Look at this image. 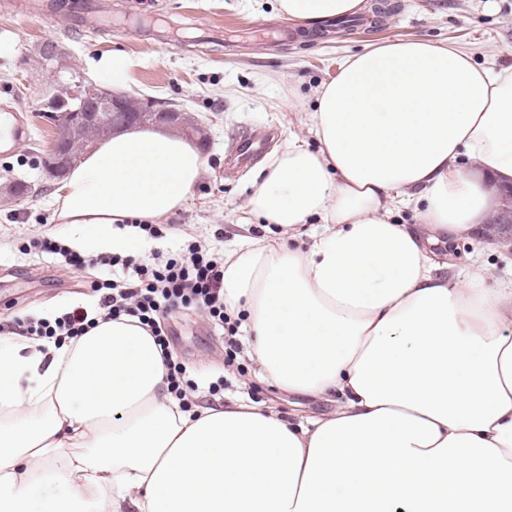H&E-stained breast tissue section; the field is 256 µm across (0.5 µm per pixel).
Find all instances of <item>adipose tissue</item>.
Here are the masks:
<instances>
[{
  "mask_svg": "<svg viewBox=\"0 0 512 512\" xmlns=\"http://www.w3.org/2000/svg\"><path fill=\"white\" fill-rule=\"evenodd\" d=\"M367 0H279L311 29ZM317 141L268 163L249 210L309 244L224 256L256 376L334 399L298 425L244 402L183 411L137 320L62 346L0 336V512H512V281L449 276L435 246L485 229L512 184V67L452 44L368 45L316 91ZM205 171L165 127L94 141L62 223L135 252ZM421 203L419 224L394 221Z\"/></svg>",
  "mask_w": 512,
  "mask_h": 512,
  "instance_id": "obj_1",
  "label": "adipose tissue"
}]
</instances>
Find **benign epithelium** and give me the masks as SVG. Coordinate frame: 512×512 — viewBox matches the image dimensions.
<instances>
[{
	"label": "benign epithelium",
	"instance_id": "obj_1",
	"mask_svg": "<svg viewBox=\"0 0 512 512\" xmlns=\"http://www.w3.org/2000/svg\"><path fill=\"white\" fill-rule=\"evenodd\" d=\"M75 93L68 86H61L50 101V123L53 138L45 161L57 176L64 173L71 161V155L86 146V130L102 125H185L195 124L176 111H146L138 101L119 94H100L95 98H82L76 105H69L68 99ZM502 207L491 220L490 227L496 230L500 243L512 246V187L500 192Z\"/></svg>",
	"mask_w": 512,
	"mask_h": 512
}]
</instances>
